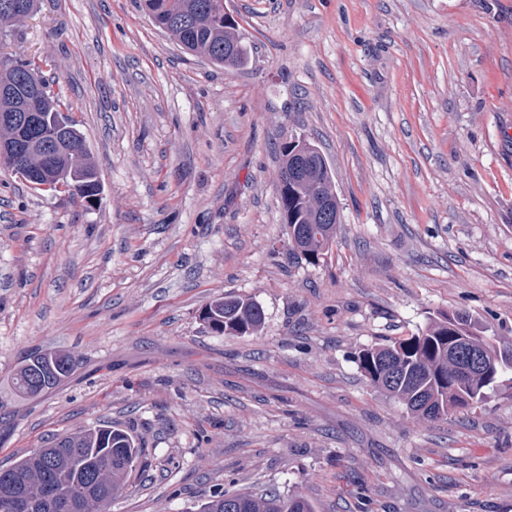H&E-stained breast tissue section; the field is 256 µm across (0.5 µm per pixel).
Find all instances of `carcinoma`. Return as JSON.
I'll return each mask as SVG.
<instances>
[{
	"label": "carcinoma",
	"instance_id": "cac0c4a2",
	"mask_svg": "<svg viewBox=\"0 0 512 512\" xmlns=\"http://www.w3.org/2000/svg\"><path fill=\"white\" fill-rule=\"evenodd\" d=\"M216 0H137L148 17L166 23L187 53L226 71L245 66L250 50L238 26L224 22L214 8ZM37 0H0V32L14 33L32 15ZM33 59L14 57L0 66V86L10 96L0 99V114L16 111L34 84L46 86L41 65ZM64 103L50 93L41 101L40 115L55 119ZM311 158L306 180L286 175L290 151ZM279 203L288 240L296 242L292 253L309 264L328 255L336 242L340 207L315 218L318 195L339 200L336 183L326 158L309 141L290 136L278 145ZM49 189L75 188L97 192L101 185L88 152L71 157L64 176L46 180ZM200 320L213 334L242 336L258 332L264 322L262 307L240 295L216 298L204 306ZM467 337V349L487 353L482 370L465 367V355L453 352L455 337ZM362 375L377 389L402 405L419 422L446 420L449 416L487 404L512 376V340L488 333L483 321L467 312H441L418 333L390 339L361 350L355 357ZM75 356L59 351H32L15 370L13 390L26 397L60 386L74 371ZM141 448L127 430L110 421L55 438L7 468H0V512H19L11 494L21 491L31 504L29 512H109L112 500L128 488ZM228 493L217 492L194 505V512H314L302 496L285 497L275 490L261 496L237 493L235 510L227 508Z\"/></svg>",
	"mask_w": 512,
	"mask_h": 512
}]
</instances>
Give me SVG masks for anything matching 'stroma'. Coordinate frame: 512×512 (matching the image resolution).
Listing matches in <instances>:
<instances>
[{
    "instance_id": "1",
    "label": "stroma",
    "mask_w": 512,
    "mask_h": 512,
    "mask_svg": "<svg viewBox=\"0 0 512 512\" xmlns=\"http://www.w3.org/2000/svg\"><path fill=\"white\" fill-rule=\"evenodd\" d=\"M250 45L225 71L135 0H38L0 56L47 60L97 199L0 167V467L101 420L143 447L110 512L214 492L316 512H512V394L416 423L360 373L364 348L467 310L512 340V0H224ZM318 146L341 223L294 258L276 146ZM264 310L217 336L226 294ZM79 361L33 398V350ZM200 320L213 334L242 336L257 333L264 322L262 307L251 298L240 295H224L207 303ZM201 310V311H202Z\"/></svg>"
}]
</instances>
